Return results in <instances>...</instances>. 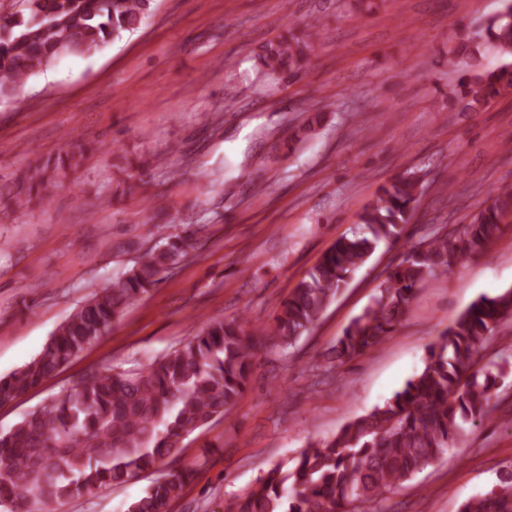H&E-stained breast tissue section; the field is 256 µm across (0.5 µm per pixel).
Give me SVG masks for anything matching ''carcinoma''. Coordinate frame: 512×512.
<instances>
[{
  "mask_svg": "<svg viewBox=\"0 0 512 512\" xmlns=\"http://www.w3.org/2000/svg\"><path fill=\"white\" fill-rule=\"evenodd\" d=\"M28 13L0 32V95L68 54H92L136 32L152 0H27ZM312 33L290 31L266 44L261 63L272 76L301 70ZM494 51L512 58V0L466 30L448 66L462 72L454 105L479 112L512 88V61L484 65ZM94 147L69 139L54 158L37 160L0 191L3 210L47 205L53 189L83 167ZM420 178L405 173L381 187L360 215V227L336 239L296 285L266 336L294 344L346 288L378 246L398 238L409 222ZM512 211V186L494 189L458 235L410 247L390 267L380 294L353 319L329 350L338 365L380 346L401 325L416 289L444 275L464 253L483 252ZM203 226L180 233L144 225L154 242L112 286L92 292L62 322L24 368L0 377V407L55 377L108 331L129 304L201 247ZM512 317V288L474 300L428 346L423 370L383 406L356 416L331 437L311 441L286 469L276 465L239 496L229 512H358L375 504L454 446L465 426L483 421L505 377L502 365L476 367L483 343ZM255 357L248 321L211 319L179 348L143 369L89 370L52 403L0 432V512H47L54 503L92 497L155 471L177 458L189 435L224 418L245 391ZM194 476L169 466L127 512H169ZM460 512H512V466L498 483L461 504Z\"/></svg>",
  "mask_w": 512,
  "mask_h": 512,
  "instance_id": "cac0c4a2",
  "label": "carcinoma"
}]
</instances>
